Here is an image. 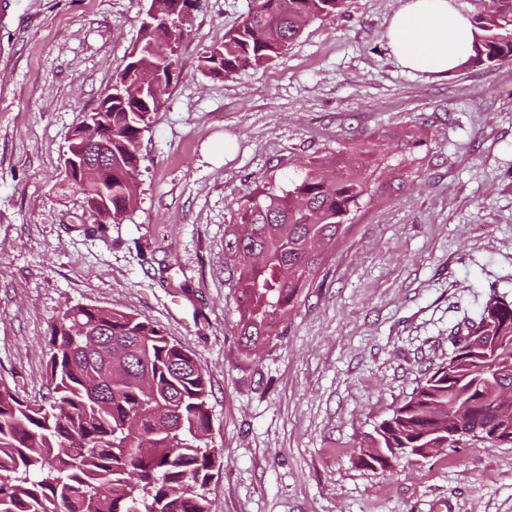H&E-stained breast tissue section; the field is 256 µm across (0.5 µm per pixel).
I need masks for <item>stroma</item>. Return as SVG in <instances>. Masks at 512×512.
<instances>
[{
  "label": "stroma",
  "mask_w": 512,
  "mask_h": 512,
  "mask_svg": "<svg viewBox=\"0 0 512 512\" xmlns=\"http://www.w3.org/2000/svg\"><path fill=\"white\" fill-rule=\"evenodd\" d=\"M402 3L346 0L225 78L201 59L254 2L196 0L141 136L137 204L98 224L63 158L150 0H0V383L41 400L57 316L116 307L207 376L211 512H512L511 445L358 460L447 362L453 327L489 291L512 299V63L404 69L385 39ZM315 158L362 165L372 197L254 357L224 239L255 185L287 186Z\"/></svg>",
  "instance_id": "35a3bbf8"
}]
</instances>
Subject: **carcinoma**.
Wrapping results in <instances>:
<instances>
[{
  "instance_id": "cac0c4a2",
  "label": "carcinoma",
  "mask_w": 512,
  "mask_h": 512,
  "mask_svg": "<svg viewBox=\"0 0 512 512\" xmlns=\"http://www.w3.org/2000/svg\"><path fill=\"white\" fill-rule=\"evenodd\" d=\"M344 0H254L243 21L202 58V69L232 76L268 65L315 20L336 16ZM149 10L178 46L184 29L169 0ZM469 64L512 62V0H490L471 16ZM177 69V55L142 31L132 61L99 104L112 118V220L136 204L140 137ZM370 198L353 166L325 158L307 165L286 189L263 185L240 206L227 234L239 319L250 354L265 341L268 320L294 307L311 286L320 255L335 244L352 212ZM375 428L387 455L438 445L478 430L512 444V300L489 294L475 320L450 332L457 348ZM48 402L31 405L0 385V512H209L205 486L212 450L202 439L210 419L208 382L190 351L146 320L118 308L70 307L51 325Z\"/></svg>"
}]
</instances>
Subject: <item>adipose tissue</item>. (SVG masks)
I'll use <instances>...</instances> for the list:
<instances>
[{
	"mask_svg": "<svg viewBox=\"0 0 512 512\" xmlns=\"http://www.w3.org/2000/svg\"><path fill=\"white\" fill-rule=\"evenodd\" d=\"M386 39L404 68L437 75L466 64L473 32L455 0H405L388 22Z\"/></svg>",
	"mask_w": 512,
	"mask_h": 512,
	"instance_id": "adipose-tissue-1",
	"label": "adipose tissue"
}]
</instances>
